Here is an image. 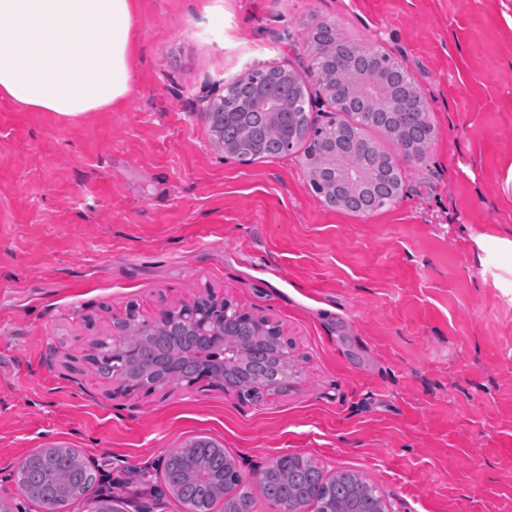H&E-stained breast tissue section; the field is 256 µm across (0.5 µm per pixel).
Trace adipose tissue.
Returning <instances> with one entry per match:
<instances>
[{"label": "adipose tissue", "instance_id": "adipose-tissue-1", "mask_svg": "<svg viewBox=\"0 0 512 512\" xmlns=\"http://www.w3.org/2000/svg\"><path fill=\"white\" fill-rule=\"evenodd\" d=\"M135 0H0V97L73 116L131 88Z\"/></svg>", "mask_w": 512, "mask_h": 512}]
</instances>
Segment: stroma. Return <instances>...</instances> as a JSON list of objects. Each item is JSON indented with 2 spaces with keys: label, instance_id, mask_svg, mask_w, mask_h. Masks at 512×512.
<instances>
[{
  "label": "stroma",
  "instance_id": "35a3bbf8",
  "mask_svg": "<svg viewBox=\"0 0 512 512\" xmlns=\"http://www.w3.org/2000/svg\"><path fill=\"white\" fill-rule=\"evenodd\" d=\"M321 23L398 60L435 127L420 160L382 139L405 178L368 214L315 194L302 150L224 154L206 115L281 67L327 124ZM132 28L121 104L0 98V498L38 512L14 473L65 445L122 512H182L163 461L209 439L255 512H280L259 476L287 454L359 473L387 512H512V276L477 245L512 239V0H137ZM210 296L279 323L288 392H132L84 362L128 311Z\"/></svg>",
  "mask_w": 512,
  "mask_h": 512
}]
</instances>
